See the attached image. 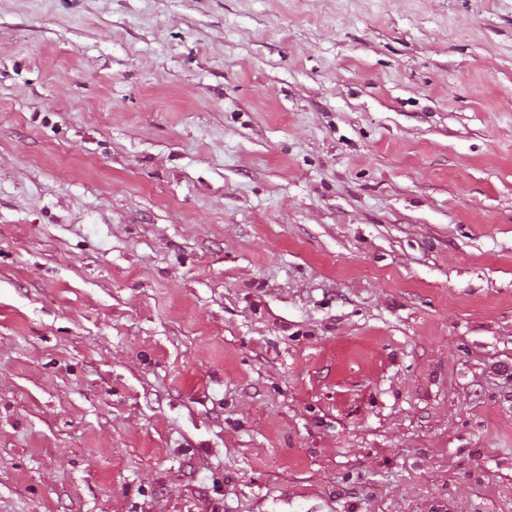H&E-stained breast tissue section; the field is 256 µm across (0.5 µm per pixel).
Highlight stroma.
<instances>
[{"mask_svg":"<svg viewBox=\"0 0 512 512\" xmlns=\"http://www.w3.org/2000/svg\"><path fill=\"white\" fill-rule=\"evenodd\" d=\"M0 512H512V0H0Z\"/></svg>","mask_w":512,"mask_h":512,"instance_id":"stroma-1","label":"stroma"}]
</instances>
